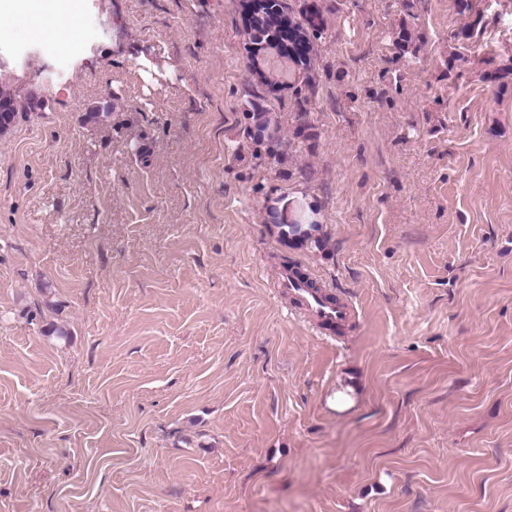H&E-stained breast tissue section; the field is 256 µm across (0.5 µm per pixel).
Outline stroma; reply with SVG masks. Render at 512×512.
I'll use <instances>...</instances> for the list:
<instances>
[{"label":"stroma","instance_id":"35a3bbf8","mask_svg":"<svg viewBox=\"0 0 512 512\" xmlns=\"http://www.w3.org/2000/svg\"><path fill=\"white\" fill-rule=\"evenodd\" d=\"M282 4L285 80L244 0L0 25V512H512V0ZM3 105L7 112H0V134L3 133L2 126L5 129L8 125H13L19 112H34L41 109L43 103L34 96H29L24 102L19 101L10 91L0 87V110ZM308 281L293 267H286L278 278L277 288L308 311L320 327L343 334L355 313L353 303L337 296L334 299L317 288H308Z\"/></svg>","mask_w":512,"mask_h":512}]
</instances>
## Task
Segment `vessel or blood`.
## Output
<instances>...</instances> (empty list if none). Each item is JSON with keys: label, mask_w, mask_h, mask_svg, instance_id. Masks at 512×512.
I'll use <instances>...</instances> for the list:
<instances>
[{"label": "vessel or blood", "mask_w": 512, "mask_h": 512, "mask_svg": "<svg viewBox=\"0 0 512 512\" xmlns=\"http://www.w3.org/2000/svg\"><path fill=\"white\" fill-rule=\"evenodd\" d=\"M277 286L281 293L291 296L308 311L320 327L341 334L345 332L354 316V305L350 300L335 299L319 289L308 287L304 276L295 269H284L278 278Z\"/></svg>", "instance_id": "vessel-or-blood-1"}]
</instances>
